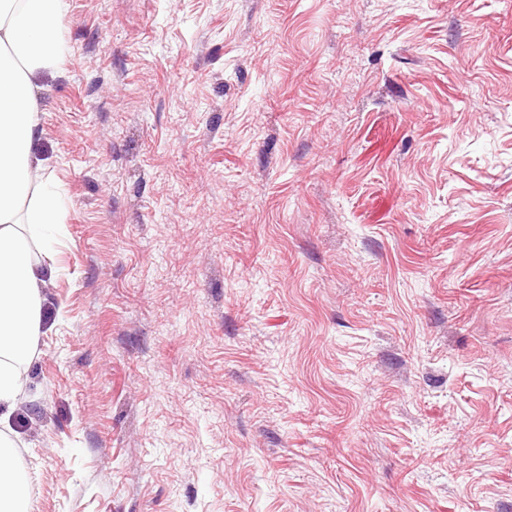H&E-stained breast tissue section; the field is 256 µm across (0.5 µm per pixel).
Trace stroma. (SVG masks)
I'll return each mask as SVG.
<instances>
[{
  "label": "stroma",
  "mask_w": 512,
  "mask_h": 512,
  "mask_svg": "<svg viewBox=\"0 0 512 512\" xmlns=\"http://www.w3.org/2000/svg\"><path fill=\"white\" fill-rule=\"evenodd\" d=\"M31 512H512V0H66Z\"/></svg>",
  "instance_id": "1"
}]
</instances>
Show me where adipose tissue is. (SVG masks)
<instances>
[{"instance_id": "adipose-tissue-1", "label": "adipose tissue", "mask_w": 512, "mask_h": 512, "mask_svg": "<svg viewBox=\"0 0 512 512\" xmlns=\"http://www.w3.org/2000/svg\"><path fill=\"white\" fill-rule=\"evenodd\" d=\"M64 9L65 0H0V410H14L23 394L42 328L48 230L62 221L32 152L39 99L31 76L62 55ZM29 503L17 443L0 430V512H29Z\"/></svg>"}]
</instances>
